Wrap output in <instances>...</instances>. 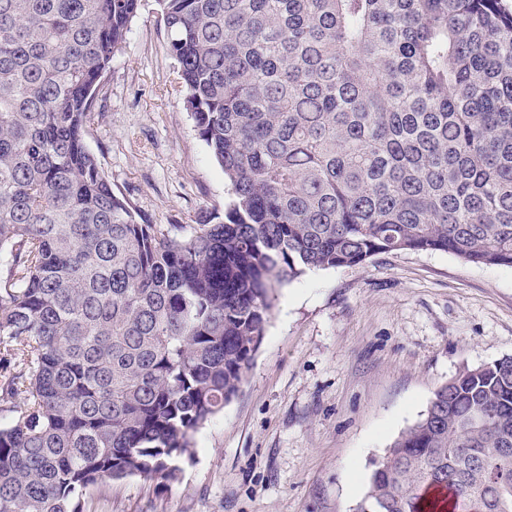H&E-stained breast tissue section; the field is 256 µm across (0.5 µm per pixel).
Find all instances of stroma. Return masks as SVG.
<instances>
[{"mask_svg":"<svg viewBox=\"0 0 512 512\" xmlns=\"http://www.w3.org/2000/svg\"><path fill=\"white\" fill-rule=\"evenodd\" d=\"M114 191L154 224L223 215L229 186L183 106L155 0L112 60L86 131ZM512 355V268L392 252L277 289L240 391L179 482L90 493L89 512H354L374 463L466 368Z\"/></svg>","mask_w":512,"mask_h":512,"instance_id":"obj_1","label":"stroma"}]
</instances>
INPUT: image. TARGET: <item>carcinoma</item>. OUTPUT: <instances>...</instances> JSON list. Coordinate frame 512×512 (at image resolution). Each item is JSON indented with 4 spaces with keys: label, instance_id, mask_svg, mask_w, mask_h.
<instances>
[{
    "label": "carcinoma",
    "instance_id": "carcinoma-1",
    "mask_svg": "<svg viewBox=\"0 0 512 512\" xmlns=\"http://www.w3.org/2000/svg\"><path fill=\"white\" fill-rule=\"evenodd\" d=\"M224 218L151 224L84 140L141 0H0V512L179 479L276 288L396 251L512 268L506 0H157ZM512 356L440 386L356 512H512Z\"/></svg>",
    "mask_w": 512,
    "mask_h": 512
}]
</instances>
